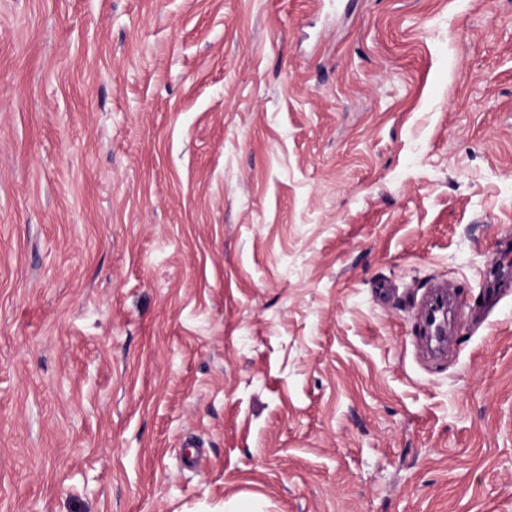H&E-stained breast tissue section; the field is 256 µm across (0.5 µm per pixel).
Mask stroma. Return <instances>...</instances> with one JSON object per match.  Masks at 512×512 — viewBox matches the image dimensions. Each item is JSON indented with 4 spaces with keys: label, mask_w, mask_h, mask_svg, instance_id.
<instances>
[{
    "label": "stroma",
    "mask_w": 512,
    "mask_h": 512,
    "mask_svg": "<svg viewBox=\"0 0 512 512\" xmlns=\"http://www.w3.org/2000/svg\"><path fill=\"white\" fill-rule=\"evenodd\" d=\"M508 242L512 0H0V512H512Z\"/></svg>",
    "instance_id": "1"
}]
</instances>
